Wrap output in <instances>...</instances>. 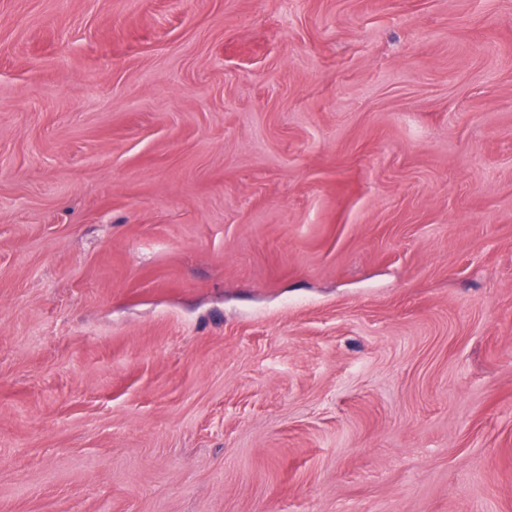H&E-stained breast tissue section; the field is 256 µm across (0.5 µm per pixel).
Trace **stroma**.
Masks as SVG:
<instances>
[{"mask_svg": "<svg viewBox=\"0 0 512 512\" xmlns=\"http://www.w3.org/2000/svg\"><path fill=\"white\" fill-rule=\"evenodd\" d=\"M0 512H512V0H0Z\"/></svg>", "mask_w": 512, "mask_h": 512, "instance_id": "obj_1", "label": "stroma"}]
</instances>
